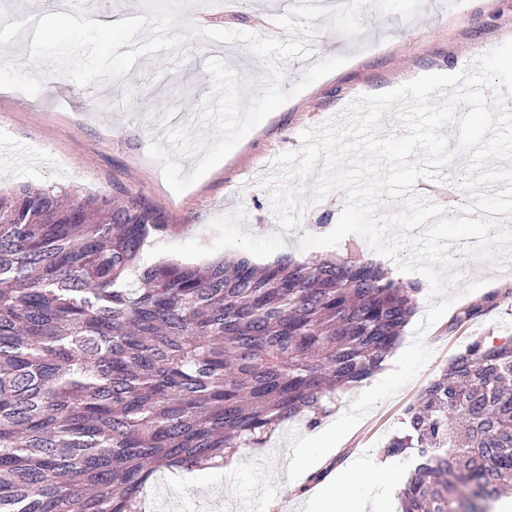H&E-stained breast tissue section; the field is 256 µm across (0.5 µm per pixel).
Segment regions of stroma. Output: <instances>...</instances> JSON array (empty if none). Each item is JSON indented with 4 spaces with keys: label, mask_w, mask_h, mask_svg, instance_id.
I'll use <instances>...</instances> for the list:
<instances>
[{
    "label": "stroma",
    "mask_w": 512,
    "mask_h": 512,
    "mask_svg": "<svg viewBox=\"0 0 512 512\" xmlns=\"http://www.w3.org/2000/svg\"><path fill=\"white\" fill-rule=\"evenodd\" d=\"M0 0L13 22L0 42L18 46L0 64V186L64 185L125 192L153 208L172 233L148 239L147 262L202 264L226 253L251 260L283 255L368 261L356 234L300 250L303 235L335 227L342 191L315 199L319 173L298 182L306 209L282 233L260 184L270 160L300 150L301 134L377 95L433 73L454 74L512 40V0H353L340 21L301 0H111V12L149 17L166 38L127 26L103 33L96 0L85 10L52 0ZM54 15L58 37L37 42L30 23ZM311 57L298 48L309 30ZM461 275L446 283L453 303L425 333L432 356L396 395L374 406L326 458L331 472L386 456L402 434L405 408L477 337L512 332V260L452 251ZM480 314L461 320L465 308ZM285 421L264 447L247 449L232 479L212 472L191 485L159 483L149 512H307L317 487L291 481V441L309 435Z\"/></svg>",
    "instance_id": "obj_1"
}]
</instances>
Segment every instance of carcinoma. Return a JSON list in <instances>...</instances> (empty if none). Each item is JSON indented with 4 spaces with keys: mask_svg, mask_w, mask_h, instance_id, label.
<instances>
[{
    "mask_svg": "<svg viewBox=\"0 0 512 512\" xmlns=\"http://www.w3.org/2000/svg\"><path fill=\"white\" fill-rule=\"evenodd\" d=\"M169 234L138 202L0 190V512H143L155 474L317 424L415 310L371 262H145ZM406 416L401 512H489L512 487V334L470 342Z\"/></svg>",
    "mask_w": 512,
    "mask_h": 512,
    "instance_id": "cac0c4a2",
    "label": "carcinoma"
}]
</instances>
